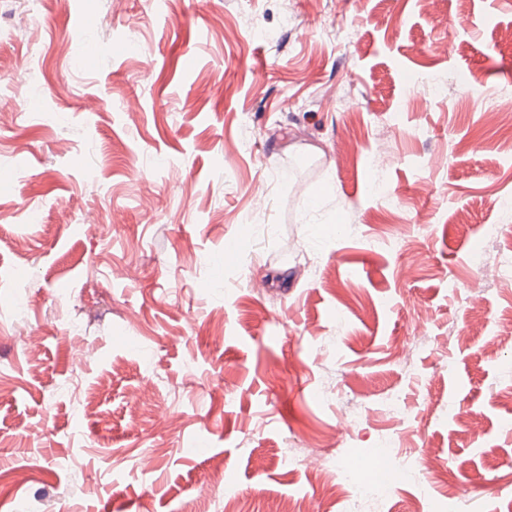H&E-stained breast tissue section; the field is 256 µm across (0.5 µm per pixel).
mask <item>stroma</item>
I'll list each match as a JSON object with an SVG mask.
<instances>
[{"label": "stroma", "mask_w": 512, "mask_h": 512, "mask_svg": "<svg viewBox=\"0 0 512 512\" xmlns=\"http://www.w3.org/2000/svg\"><path fill=\"white\" fill-rule=\"evenodd\" d=\"M0 65V512H342L280 449L387 438L447 474L369 512H512V0H0Z\"/></svg>", "instance_id": "1"}]
</instances>
